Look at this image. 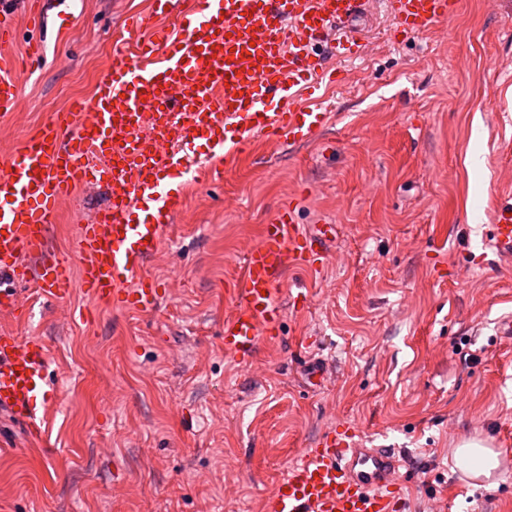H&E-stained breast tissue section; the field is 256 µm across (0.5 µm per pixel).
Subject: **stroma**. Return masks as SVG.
I'll return each instance as SVG.
<instances>
[{
  "instance_id": "stroma-1",
  "label": "stroma",
  "mask_w": 512,
  "mask_h": 512,
  "mask_svg": "<svg viewBox=\"0 0 512 512\" xmlns=\"http://www.w3.org/2000/svg\"><path fill=\"white\" fill-rule=\"evenodd\" d=\"M152 0H74L47 30L46 64L23 107L0 117V165L75 99H91L126 18ZM360 57H326L328 118L315 141L258 142L220 181L185 189L151 258L168 298L154 317L82 294L51 303L26 289L29 316L0 330L42 338L56 403L47 445L0 413V512H263L276 482L326 432L395 448L403 512H512V266L484 230L512 203V0H460L455 16L400 36L373 8ZM481 154L482 168L468 165ZM108 192L63 200L47 239L70 253ZM299 224L333 222L320 272L291 267L278 340L249 364L225 356L228 282L278 205ZM333 368L320 388L305 364ZM477 438L499 455L496 486L452 450Z\"/></svg>"
}]
</instances>
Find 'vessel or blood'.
<instances>
[{
  "label": "vessel or blood",
  "mask_w": 512,
  "mask_h": 512,
  "mask_svg": "<svg viewBox=\"0 0 512 512\" xmlns=\"http://www.w3.org/2000/svg\"><path fill=\"white\" fill-rule=\"evenodd\" d=\"M66 0H0V47L14 38L19 9L34 27L66 24ZM152 14L124 26L112 63L97 80L91 104L58 113L26 137L0 166V314L26 312L23 292L35 284L51 302L81 289L91 304L154 315L166 291L148 272L183 196L172 181L205 183L246 153L255 139L308 141L326 115L302 103L324 77L318 44L358 54L365 37L357 18L373 0H153ZM405 31L451 18L458 0H384ZM175 16L174 31L154 16ZM43 42L29 41L25 64L0 50V113L22 103L25 73L41 63ZM101 187L108 204L80 225L71 254L44 256L61 199ZM332 224L300 227L293 205L264 224L245 256L244 272L225 292L223 347L249 363L260 341L281 333L280 282L286 266L318 270ZM490 243L512 265V209L499 210ZM41 255L31 268L28 255ZM55 392L46 343L0 331V410L43 435ZM403 457L392 448H355L328 432L305 449L265 500V512H399Z\"/></svg>",
  "instance_id": "obj_1"
}]
</instances>
